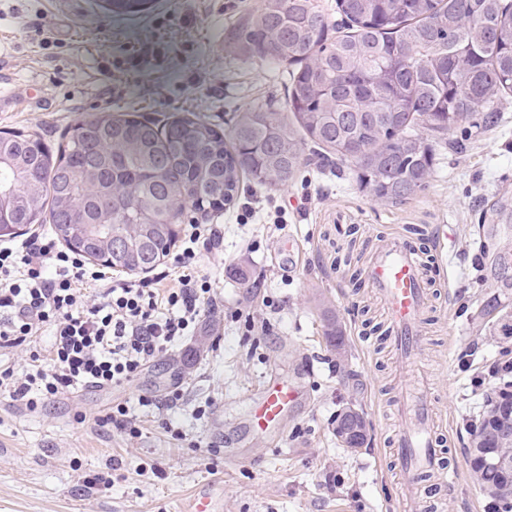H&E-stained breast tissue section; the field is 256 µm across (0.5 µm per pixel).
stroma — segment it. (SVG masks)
<instances>
[{"mask_svg": "<svg viewBox=\"0 0 512 512\" xmlns=\"http://www.w3.org/2000/svg\"><path fill=\"white\" fill-rule=\"evenodd\" d=\"M259 0H150L137 17L108 14L101 0H0V132L36 131L56 145L80 119L105 110L149 119L196 114L229 131L251 104L287 111L286 68L239 55L230 34ZM495 125L470 129L455 148L437 151L426 191L394 206L370 200L349 167L303 168L288 187L267 188L241 175L233 200L183 221L219 225L223 243L199 259L217 295L192 338L116 388L65 392L37 409L0 395V512H182L210 493L219 512H401L388 439L400 428L394 410L396 357L374 326L385 312L370 287L355 288L343 263L368 258L379 237L420 224L416 247L430 256L435 296L418 364L435 386V420L447 435L457 472L441 512H488V495L470 471V418L485 396L474 371L498 357L512 314V224L482 231V211L512 193V95ZM286 224L268 221L269 205ZM251 206V223L235 216ZM278 303L271 311L263 297ZM493 299L501 315L486 318ZM269 322L248 336L245 318ZM337 321L343 356L324 332ZM303 375V404L281 433L251 439L228 462L251 400L272 376ZM180 390L175 408L141 411L143 395ZM128 404L142 434L99 426L113 405ZM363 412L364 448H344L334 419L347 405Z\"/></svg>", "mask_w": 512, "mask_h": 512, "instance_id": "1", "label": "stroma"}]
</instances>
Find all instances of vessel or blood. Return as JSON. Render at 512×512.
I'll list each match as a JSON object with an SVG mask.
<instances>
[{"label":"vessel or blood","mask_w":512,"mask_h":512,"mask_svg":"<svg viewBox=\"0 0 512 512\" xmlns=\"http://www.w3.org/2000/svg\"><path fill=\"white\" fill-rule=\"evenodd\" d=\"M364 276L388 310L384 342L399 359L398 410L404 426L391 440L388 455L401 478L398 495L403 512H419L425 478H435L442 488L456 481L454 470L444 465L443 436L433 424L430 379L426 373L414 372L410 367L411 357L420 347L429 309L430 265L427 256L399 239L386 237L371 254ZM299 398L295 380L279 377L266 381L249 408V436L276 431Z\"/></svg>","instance_id":"1"}]
</instances>
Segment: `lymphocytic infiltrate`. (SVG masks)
I'll use <instances>...</instances> for the list:
<instances>
[{"instance_id": "obj_1", "label": "lymphocytic infiltrate", "mask_w": 512, "mask_h": 512, "mask_svg": "<svg viewBox=\"0 0 512 512\" xmlns=\"http://www.w3.org/2000/svg\"><path fill=\"white\" fill-rule=\"evenodd\" d=\"M222 235L216 225L192 224L176 260L175 283L167 272L130 283L107 279L52 239L37 237L21 247H0V348L26 343L50 330L45 363L23 374L0 371V393L36 409L70 389L118 387L130 382L161 353L194 334L216 281L198 265ZM106 281L89 297L83 281Z\"/></svg>"}]
</instances>
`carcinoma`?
Returning <instances> with one entry per match:
<instances>
[{"label": "carcinoma", "mask_w": 512, "mask_h": 512, "mask_svg": "<svg viewBox=\"0 0 512 512\" xmlns=\"http://www.w3.org/2000/svg\"><path fill=\"white\" fill-rule=\"evenodd\" d=\"M134 16L149 0H106ZM245 59H270L288 74V111L261 104L239 113L224 141L211 123H165L101 112L72 127L51 153L35 133L0 136V191L14 199L13 223L48 224L72 251L128 271L168 256L187 208L220 209L239 173L268 187L293 183L315 160L348 166L382 205L424 192L437 148L458 129L498 121L512 92V5L508 0H260L233 30ZM512 224V195L489 208ZM341 354L337 324L325 332ZM512 512V476L471 468Z\"/></svg>", "instance_id": "obj_1"}]
</instances>
